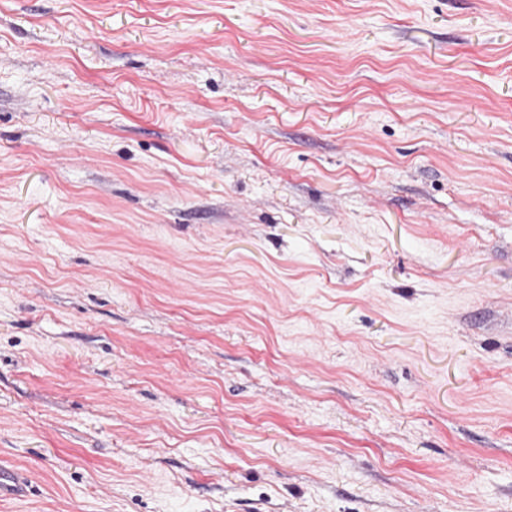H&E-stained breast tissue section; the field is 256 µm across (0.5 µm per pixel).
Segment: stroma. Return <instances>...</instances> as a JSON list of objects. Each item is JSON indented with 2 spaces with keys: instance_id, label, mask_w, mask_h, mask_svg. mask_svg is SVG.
Returning a JSON list of instances; mask_svg holds the SVG:
<instances>
[{
  "instance_id": "1",
  "label": "stroma",
  "mask_w": 512,
  "mask_h": 512,
  "mask_svg": "<svg viewBox=\"0 0 512 512\" xmlns=\"http://www.w3.org/2000/svg\"><path fill=\"white\" fill-rule=\"evenodd\" d=\"M0 512H512V0H0ZM29 478L14 467L0 464V500H18L27 496Z\"/></svg>"
}]
</instances>
